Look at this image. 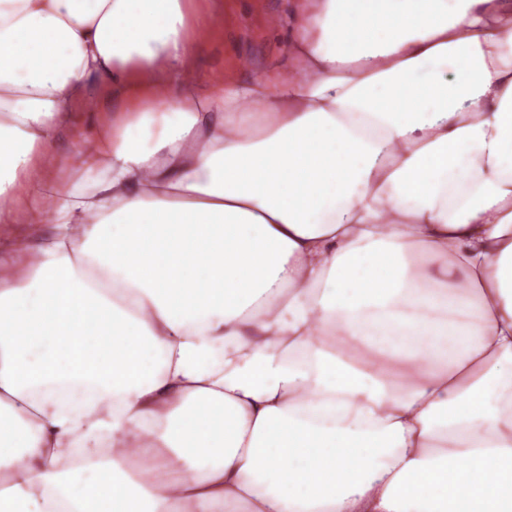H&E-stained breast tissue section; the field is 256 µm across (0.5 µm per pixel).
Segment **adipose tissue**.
Masks as SVG:
<instances>
[{"instance_id": "ef3b65f1", "label": "adipose tissue", "mask_w": 512, "mask_h": 512, "mask_svg": "<svg viewBox=\"0 0 512 512\" xmlns=\"http://www.w3.org/2000/svg\"><path fill=\"white\" fill-rule=\"evenodd\" d=\"M278 25L0 0V512H512V0ZM285 0H220L202 2L217 13L213 36L196 51L185 77L207 80L214 76L246 81L256 74L288 67L286 30L270 26L269 19L286 10ZM246 62L248 67H240Z\"/></svg>"}]
</instances>
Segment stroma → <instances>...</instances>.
I'll use <instances>...</instances> for the list:
<instances>
[{
    "label": "stroma",
    "mask_w": 512,
    "mask_h": 512,
    "mask_svg": "<svg viewBox=\"0 0 512 512\" xmlns=\"http://www.w3.org/2000/svg\"><path fill=\"white\" fill-rule=\"evenodd\" d=\"M212 37L196 51L185 76H214L241 81L256 74L286 69L288 36L269 21L286 9V0H218Z\"/></svg>",
    "instance_id": "stroma-1"
}]
</instances>
